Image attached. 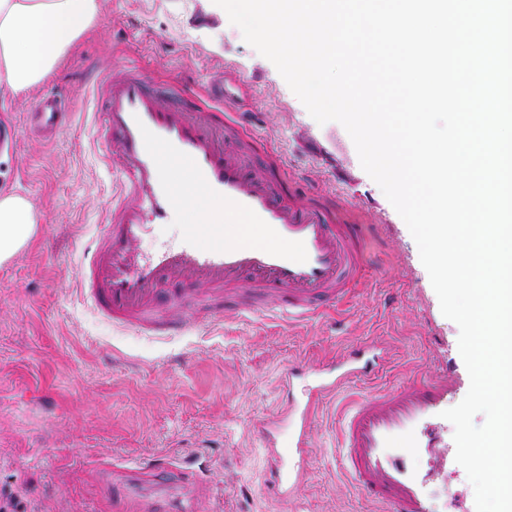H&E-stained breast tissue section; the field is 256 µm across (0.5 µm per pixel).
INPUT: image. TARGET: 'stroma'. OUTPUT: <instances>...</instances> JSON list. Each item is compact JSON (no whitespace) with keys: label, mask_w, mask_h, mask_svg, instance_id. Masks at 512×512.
<instances>
[{"label":"stroma","mask_w":512,"mask_h":512,"mask_svg":"<svg viewBox=\"0 0 512 512\" xmlns=\"http://www.w3.org/2000/svg\"><path fill=\"white\" fill-rule=\"evenodd\" d=\"M214 9L213 0H104L93 28L40 88L24 98L0 89V121L21 130L16 147L0 148V185L39 215L33 245L0 266V489L28 487L40 512H114L119 492L125 512L143 502L155 512H379L342 475L334 416L408 376L455 380L457 403L469 389L459 328L443 316L412 235L346 129L318 124L274 64ZM124 62L153 83L201 94L228 71L250 87L238 109L255 115L262 146L364 226L369 264L338 309L290 324L228 302L199 332L159 337L118 328L82 299L77 262L106 220L114 183L94 139L92 89ZM50 88L66 92L74 121L46 143L23 128ZM358 343L394 358L318 410L305 480L282 499L265 486L271 460L251 424L285 401L278 377L290 361L341 364ZM183 453L201 466L131 474L145 459ZM429 493L436 512L475 508L460 466Z\"/></svg>","instance_id":"obj_1"}]
</instances>
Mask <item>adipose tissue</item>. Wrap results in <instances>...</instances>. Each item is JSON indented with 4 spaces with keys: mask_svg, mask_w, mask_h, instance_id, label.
I'll use <instances>...</instances> for the list:
<instances>
[{
    "mask_svg": "<svg viewBox=\"0 0 512 512\" xmlns=\"http://www.w3.org/2000/svg\"><path fill=\"white\" fill-rule=\"evenodd\" d=\"M101 13V0H0V86L21 95L38 87ZM37 235L32 204L0 189V265Z\"/></svg>",
    "mask_w": 512,
    "mask_h": 512,
    "instance_id": "ef3b65f1",
    "label": "adipose tissue"
}]
</instances>
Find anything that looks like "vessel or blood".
I'll list each match as a JSON object with an SVG mask.
<instances>
[{
  "label": "vessel or blood",
  "mask_w": 512,
  "mask_h": 512,
  "mask_svg": "<svg viewBox=\"0 0 512 512\" xmlns=\"http://www.w3.org/2000/svg\"><path fill=\"white\" fill-rule=\"evenodd\" d=\"M240 90L223 78L207 88L215 112L198 109L194 89L149 83L140 67L110 68L94 85L103 107L95 115L96 141L118 188L106 224L85 246L80 291L113 325L163 335L201 326L195 307H213L225 294L244 312H268L309 321L344 301L350 282L367 266L358 225L345 223L335 197L309 191L284 159L263 171L250 168L231 138L244 129L224 106ZM68 98L41 97L26 124L52 141L72 123ZM202 185L205 194L179 203L175 183ZM182 216V236L150 256L137 250L154 225ZM175 290L164 293L166 285ZM190 309L176 321L169 312ZM371 345H356L348 367L286 365L279 382L288 404L253 424L276 464L269 483L289 497L309 462L311 421L323 400L352 379L377 376ZM456 391L453 381L413 378L390 390L358 396L339 422L346 475L383 512H434L428 483L448 469V422L441 416Z\"/></svg>",
  "instance_id": "1"
}]
</instances>
